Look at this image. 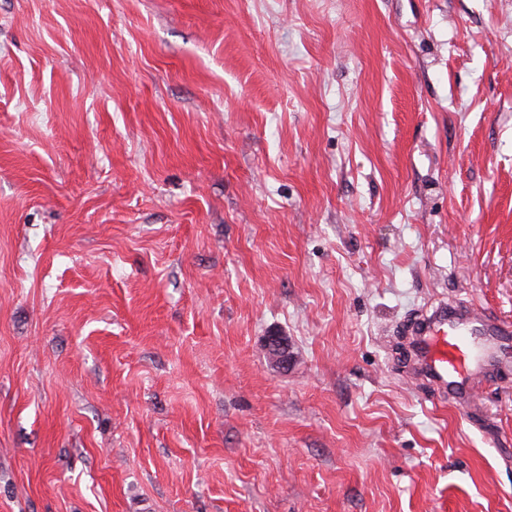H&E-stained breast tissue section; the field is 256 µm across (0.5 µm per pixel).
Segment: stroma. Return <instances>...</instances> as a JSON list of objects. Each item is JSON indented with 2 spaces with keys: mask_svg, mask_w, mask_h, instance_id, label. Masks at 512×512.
I'll use <instances>...</instances> for the list:
<instances>
[{
  "mask_svg": "<svg viewBox=\"0 0 512 512\" xmlns=\"http://www.w3.org/2000/svg\"><path fill=\"white\" fill-rule=\"evenodd\" d=\"M449 299L512 320V0H0V512H512ZM406 335L410 374L432 383L440 397L470 400L474 383L489 376L510 348L512 322H496L483 308L445 302L415 319ZM266 352L273 364L281 369H288L291 361L288 351V340L277 333H270L265 338Z\"/></svg>",
  "mask_w": 512,
  "mask_h": 512,
  "instance_id": "stroma-1",
  "label": "stroma"
}]
</instances>
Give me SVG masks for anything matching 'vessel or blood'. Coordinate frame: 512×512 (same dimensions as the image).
I'll return each mask as SVG.
<instances>
[{
  "instance_id": "b4317fda",
  "label": "vessel or blood",
  "mask_w": 512,
  "mask_h": 512,
  "mask_svg": "<svg viewBox=\"0 0 512 512\" xmlns=\"http://www.w3.org/2000/svg\"><path fill=\"white\" fill-rule=\"evenodd\" d=\"M409 372L428 380L440 397L469 399L512 348V322L491 319L484 309L433 306L408 327Z\"/></svg>"
}]
</instances>
